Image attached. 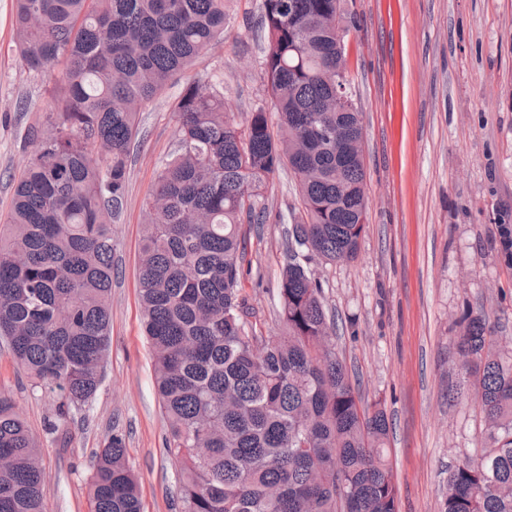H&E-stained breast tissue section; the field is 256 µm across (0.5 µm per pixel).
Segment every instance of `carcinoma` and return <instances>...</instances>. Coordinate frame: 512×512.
Returning a JSON list of instances; mask_svg holds the SVG:
<instances>
[{
  "instance_id": "carcinoma-1",
  "label": "carcinoma",
  "mask_w": 512,
  "mask_h": 512,
  "mask_svg": "<svg viewBox=\"0 0 512 512\" xmlns=\"http://www.w3.org/2000/svg\"><path fill=\"white\" fill-rule=\"evenodd\" d=\"M14 43L28 69L61 68L51 112L0 224V338L30 378L60 392L56 417L92 405L110 342L111 224L125 201L140 109L224 35V0H15ZM341 0H263V69L278 117L235 122L224 94L186 85L178 149L144 204L139 298L179 468L181 512H397L389 421L362 403L336 354L310 269L357 259L366 228L364 158H336L325 112L333 77L350 86L344 32L323 27ZM341 74H336V68ZM289 167L301 211L288 228L280 336L245 319L242 217ZM454 337L489 446L448 469L443 512H512V352L466 312ZM0 512H46L39 448L0 395ZM92 512H141L126 434L96 453Z\"/></svg>"
}]
</instances>
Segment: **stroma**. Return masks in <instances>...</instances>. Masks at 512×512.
I'll return each instance as SVG.
<instances>
[{
  "mask_svg": "<svg viewBox=\"0 0 512 512\" xmlns=\"http://www.w3.org/2000/svg\"><path fill=\"white\" fill-rule=\"evenodd\" d=\"M263 0H226L223 38L140 112L115 242L110 344L91 407L57 430L58 394L35 383L0 342V394L13 399L40 448L47 512H91L94 457L113 427L126 434L142 512H180L178 467L142 328L139 242L143 203L176 147L174 107L183 87L218 88L238 124L270 108L262 70ZM355 20L346 33L351 92L362 114L366 231L348 263L313 260L337 331L329 346L362 399L382 401L398 512H441L450 464L486 445L475 401L452 402L466 381L452 339L464 311L484 315L512 344V257L498 227L512 225V0H343ZM14 0H0V216L13 175L33 147L31 124L50 110L58 70H28L16 50ZM299 187L288 169L270 179L244 223L249 269L241 295L249 323L278 335L277 292Z\"/></svg>",
  "mask_w": 512,
  "mask_h": 512,
  "instance_id": "1",
  "label": "stroma"
}]
</instances>
